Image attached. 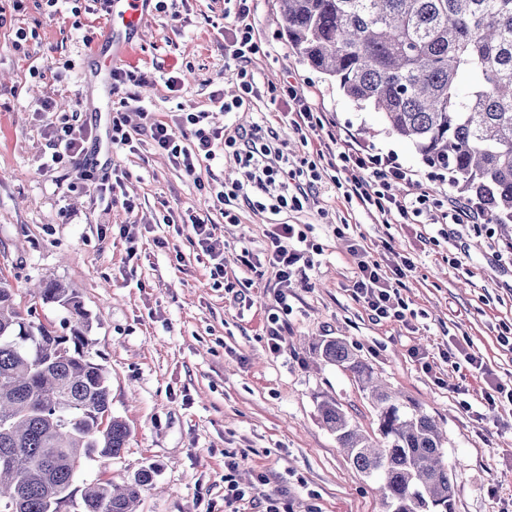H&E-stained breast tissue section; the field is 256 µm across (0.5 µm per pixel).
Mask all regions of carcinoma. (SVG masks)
Wrapping results in <instances>:
<instances>
[{
    "instance_id": "1",
    "label": "carcinoma",
    "mask_w": 512,
    "mask_h": 512,
    "mask_svg": "<svg viewBox=\"0 0 512 512\" xmlns=\"http://www.w3.org/2000/svg\"><path fill=\"white\" fill-rule=\"evenodd\" d=\"M288 45L449 185L509 233L512 224V0H282ZM45 304L76 325L61 336L23 313L0 274V512H61L74 479L95 457L125 448L128 424L112 416L105 368L86 347L87 323L73 288L49 280ZM324 362L353 374L377 412L378 440L361 434L333 401L320 405L353 466L377 481L386 512H454L443 437L423 410L379 383L340 339ZM155 470L120 488H86L80 512H135Z\"/></svg>"
}]
</instances>
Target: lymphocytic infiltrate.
<instances>
[{
  "label": "lymphocytic infiltrate",
  "mask_w": 512,
  "mask_h": 512,
  "mask_svg": "<svg viewBox=\"0 0 512 512\" xmlns=\"http://www.w3.org/2000/svg\"><path fill=\"white\" fill-rule=\"evenodd\" d=\"M235 2L237 25L234 38L225 44L224 49L233 59L244 63L259 50L250 21L253 0ZM283 90L293 103L291 112L262 115L251 125L236 127L234 133L227 136L202 128L203 114H187L185 121L193 125L194 131L192 142L186 146L176 143L167 121L140 108L138 114L142 123L137 131L127 129L125 118L113 119L112 146L116 149L129 147L135 135L149 136L156 151L167 155L176 166L190 175L195 174L203 162L215 159L217 152H224L243 169V180L229 189L202 181L198 182L197 187L213 201L225 206L224 217L228 222L236 220L228 206L239 199L253 209L274 215L286 209L300 211L316 196L315 188L320 179L317 161L324 158L325 152L317 150L315 160L307 162L305 166L291 165L279 143L278 126L287 124L300 133L313 125L316 116L302 89L288 83ZM51 109V103L41 102L40 110L47 116L46 128L53 141V150L42 162V169L74 165L78 168L80 180L94 181V169L83 163L86 145L93 137L92 130L74 127L64 118L51 117ZM338 158L346 174L342 184L345 200L356 201L364 211L377 215L382 223L413 224L418 218L430 215L432 206L428 193H421L412 199L391 194L393 184L407 183L412 179L411 171L393 157L347 147L339 152ZM307 248V237L302 230L292 224H276L271 235L270 260L278 266L283 281H290L296 274ZM353 254L358 259V275L353 283L355 297L375 319H403V302L391 282L392 277L403 276V269L397 266L392 272L386 273L378 261L368 256L366 250L357 248Z\"/></svg>",
  "instance_id": "lymphocytic-infiltrate-1"
}]
</instances>
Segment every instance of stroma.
<instances>
[{
	"mask_svg": "<svg viewBox=\"0 0 512 512\" xmlns=\"http://www.w3.org/2000/svg\"><path fill=\"white\" fill-rule=\"evenodd\" d=\"M90 4L58 0L50 13L27 0L0 27V271L22 306L61 334L72 327L67 311L29 288L54 279L79 291L90 355L108 372L113 415L131 430L120 457L84 464L75 489L97 480L121 484L150 465L154 481L136 512H224V463L233 459L237 480L259 485L242 512H265L270 492L286 512H384L378 484L355 469L319 414L322 401H336L364 435H378L375 408L352 373L317 358L319 341L340 338L439 421L455 512H512V404L488 407L487 384L464 359L478 355L495 380L512 386V351L497 341L512 328V262L500 256L499 226L382 224L344 200L332 183L336 167L316 158L331 136L413 170L408 194L458 195L447 176L388 132L380 113L357 107L289 48L280 0H255L260 49L248 67L260 94L240 111L220 112L211 101L215 93L241 92L239 63L224 53L235 28L225 0H169L166 10H150L124 67L147 74L146 105L171 121L180 142L192 137V126L179 121L186 113L207 112L210 127L231 130L259 113L288 110L280 86H301L322 121L301 135L286 125L278 133L290 160L318 162L319 192L309 207L275 216L238 200L237 221L227 223L194 180L240 179L233 160L191 177L146 139L136 152L112 151L107 174L120 183L109 203L75 169L40 170L50 152L40 100L52 99L70 123L91 124L80 105L98 95L81 76L85 41L110 19ZM20 28L27 32L21 42ZM172 76L180 79L174 89ZM128 199L135 211L125 209ZM192 211L210 213L217 226L223 276L212 275L209 256L180 222ZM277 220L299 225L310 245L307 264L288 284L268 257ZM354 244L387 271L412 260L395 283L404 320L376 322L354 296ZM283 291L284 307L277 302Z\"/></svg>",
	"mask_w": 512,
	"mask_h": 512,
	"instance_id": "obj_1",
	"label": "stroma"
}]
</instances>
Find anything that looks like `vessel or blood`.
<instances>
[{
	"label": "vessel or blood",
	"mask_w": 512,
	"mask_h": 512,
	"mask_svg": "<svg viewBox=\"0 0 512 512\" xmlns=\"http://www.w3.org/2000/svg\"><path fill=\"white\" fill-rule=\"evenodd\" d=\"M150 2L151 0H106L105 7L110 16V24L91 50L95 61L94 76L99 84H109L113 64L129 56L133 44L127 41L126 36L141 31Z\"/></svg>",
	"instance_id": "b4317fda"
}]
</instances>
